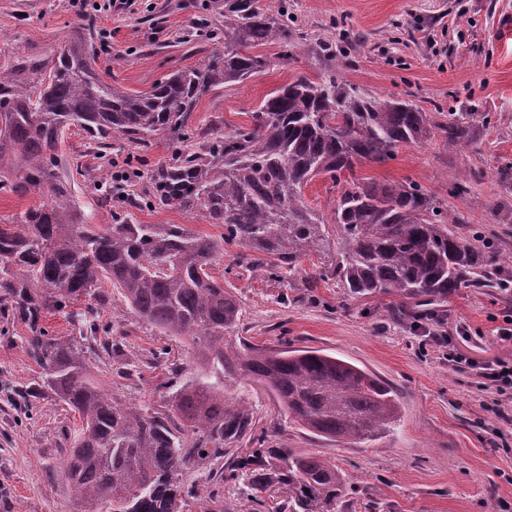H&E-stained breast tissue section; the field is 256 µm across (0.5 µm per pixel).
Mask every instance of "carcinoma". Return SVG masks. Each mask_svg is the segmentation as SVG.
<instances>
[{
  "label": "carcinoma",
  "instance_id": "1",
  "mask_svg": "<svg viewBox=\"0 0 512 512\" xmlns=\"http://www.w3.org/2000/svg\"><path fill=\"white\" fill-rule=\"evenodd\" d=\"M91 25L73 32L54 57L30 66H0V189L32 190L48 199L0 227V302L28 327L26 343L42 369V384L80 414L60 464L75 499L74 512H182L187 499L217 481L248 479L242 493L295 484L292 508L336 512L342 487L336 465L289 448L232 444L245 439L251 420L224 404L226 381L262 379L293 422L350 443L393 429L399 405L392 391L364 369L316 350L243 349L229 339L238 321L236 296L211 274L224 245L255 251V263L278 277L323 251L328 231L305 204L303 189L327 175L340 226L339 287L349 297L392 294L403 300V321L419 324L461 288H501L508 276L484 239L453 229L440 202L414 182H366L355 168L383 165L401 143H425L439 132L462 143L467 127L434 122L403 101L380 100L343 82L336 51L321 43L326 72L298 76L272 91L252 122L212 132L203 148H186L152 171L151 197L162 206L194 211L224 236H196L178 224H133L125 219L97 229L76 220L69 184L56 173L58 148L70 127L81 128L105 151L112 136L143 147L164 133L192 139V112L211 90L265 71L257 49L288 47V12L260 0H224L217 47L201 64L177 70L138 94L120 92L96 73ZM162 336L184 341L190 364L166 365L179 384L161 382L171 397L155 405L112 396L93 376L86 354L116 347L101 320L104 283ZM84 298L79 335L51 336L40 323L47 310Z\"/></svg>",
  "mask_w": 512,
  "mask_h": 512
}]
</instances>
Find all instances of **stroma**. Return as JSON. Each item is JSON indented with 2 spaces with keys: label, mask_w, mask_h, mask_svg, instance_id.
<instances>
[{
  "label": "stroma",
  "mask_w": 512,
  "mask_h": 512,
  "mask_svg": "<svg viewBox=\"0 0 512 512\" xmlns=\"http://www.w3.org/2000/svg\"><path fill=\"white\" fill-rule=\"evenodd\" d=\"M280 1L288 7L291 32L287 60H280L277 45L265 46L270 66L203 95L192 126L207 133L250 124L273 90L296 76L320 74L316 45L331 43L341 76L358 91L406 100L432 115L451 113L469 128L460 145H446L439 136L422 145L404 143L393 160L357 167V176L420 184L443 203L462 234L485 236L499 253L512 254V27L504 25L512 18V0H261L271 6ZM97 2L82 11L74 0H0V65L53 57L75 27L90 21L101 47V79L127 93L145 92L212 51L199 23L224 17V0H135L129 11ZM177 148L164 134L145 147L116 138L101 158L86 132L70 129L60 173L75 186L80 220L102 226L127 215L136 224H178L221 237L223 226L196 213L144 202L129 212L100 195L97 184L113 159L127 158L142 172L135 187L144 199L152 170L174 159ZM458 182L467 184L466 193H454ZM336 193L324 175L303 190L305 203L330 221L331 243L321 256L272 279L252 264L249 249L228 245L213 274L240 301L235 344L320 350L360 366L393 390L398 423L386 436L362 443L319 437L289 422L276 394L253 378L229 383L225 404L249 410L267 447L330 459L347 512H370L373 501L383 503V512H512V404L495 403L481 379L450 365L422 329L393 319L390 296L350 298L338 287V227L331 221ZM104 293L102 319L132 363L129 377L109 378L106 386L128 401L157 402L156 386L166 373L150 364L149 352L168 348L175 362L186 346L135 317L115 288ZM511 318V292L464 288L449 297L434 332L465 355L490 362L512 356V342L498 336ZM462 324L468 337L456 333ZM27 334L23 321L0 313V512H72L59 466L66 435L79 418L39 388ZM23 389L34 392L31 404L18 400ZM293 495L275 485L247 497L227 482L201 488L186 512H285Z\"/></svg>",
  "instance_id": "obj_1"
}]
</instances>
